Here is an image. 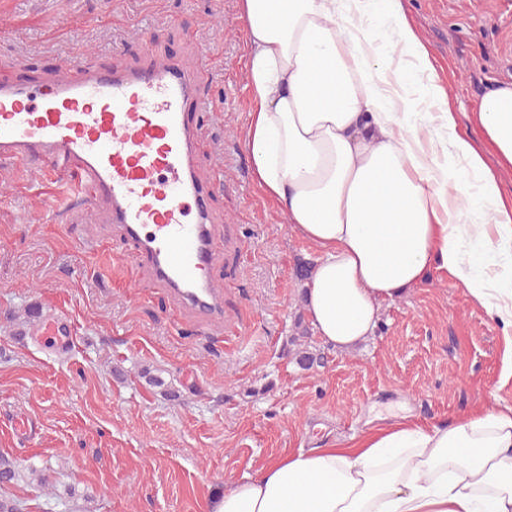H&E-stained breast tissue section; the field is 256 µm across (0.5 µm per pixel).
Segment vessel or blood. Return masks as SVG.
<instances>
[{
	"label": "vessel or blood",
	"mask_w": 512,
	"mask_h": 512,
	"mask_svg": "<svg viewBox=\"0 0 512 512\" xmlns=\"http://www.w3.org/2000/svg\"><path fill=\"white\" fill-rule=\"evenodd\" d=\"M44 80L0 85V161H23L75 181L70 209L96 208L135 238L155 271L201 321L223 320L211 270L219 259L213 215L195 174L190 114L203 73L146 51L109 69L64 61ZM82 71L73 80L68 70ZM68 319L49 315L40 336L66 349Z\"/></svg>",
	"instance_id": "1"
}]
</instances>
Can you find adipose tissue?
<instances>
[{
    "label": "adipose tissue",
    "mask_w": 512,
    "mask_h": 512,
    "mask_svg": "<svg viewBox=\"0 0 512 512\" xmlns=\"http://www.w3.org/2000/svg\"><path fill=\"white\" fill-rule=\"evenodd\" d=\"M369 0H239L250 110L244 149L257 188L318 259L304 293L339 352L371 339L383 304L440 273L467 286L502 331L512 382V86L486 93L476 132L447 92L416 115L409 75L360 23ZM397 44L435 60L400 0ZM208 512H512V407L428 426L393 417L342 447L281 456L212 497Z\"/></svg>",
    "instance_id": "1"
}]
</instances>
